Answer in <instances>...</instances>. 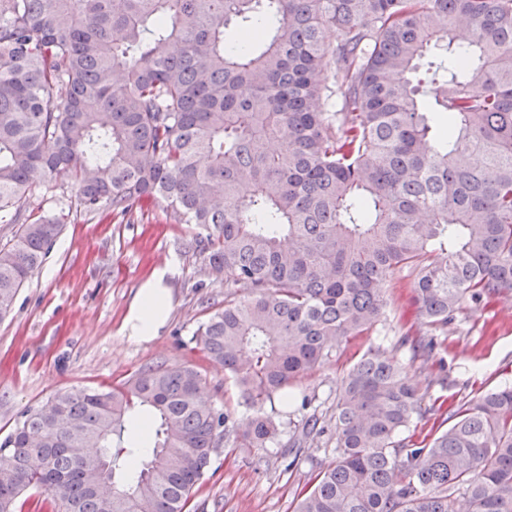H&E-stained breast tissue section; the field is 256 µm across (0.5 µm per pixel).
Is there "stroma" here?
<instances>
[{
	"label": "stroma",
	"instance_id": "35a3bbf8",
	"mask_svg": "<svg viewBox=\"0 0 512 512\" xmlns=\"http://www.w3.org/2000/svg\"><path fill=\"white\" fill-rule=\"evenodd\" d=\"M34 201L60 218L63 229L18 294L12 315L0 321V435L53 392L108 387L143 367L174 363L195 365L216 406L236 419L249 417L227 372L204 360L192 340L198 325L224 304V278L199 246L206 230L169 219L160 200L144 204L126 223L85 212L63 175L52 186H37ZM157 273L171 299L166 322L150 340L129 341L124 322L139 288ZM413 280L405 272L387 285L382 321L331 349L320 366L290 385L297 397L310 398L326 428L298 463L287 467L279 455L288 442L284 434L264 451L224 445L192 498L191 512H293L296 492L336 456V390L371 346L393 349L409 364L426 410L412 429L418 441L438 432L439 411L512 384V317L503 314L512 307V294L480 306L464 303L439 331L420 316ZM402 337L436 346L415 359L409 348L395 349Z\"/></svg>",
	"mask_w": 512,
	"mask_h": 512
}]
</instances>
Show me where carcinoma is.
I'll use <instances>...</instances> for the list:
<instances>
[{
  "label": "carcinoma",
  "instance_id": "obj_1",
  "mask_svg": "<svg viewBox=\"0 0 512 512\" xmlns=\"http://www.w3.org/2000/svg\"><path fill=\"white\" fill-rule=\"evenodd\" d=\"M230 24L251 46H226ZM437 46L453 65L425 82ZM62 172L87 212L161 199L208 230L228 292L193 340L254 415L187 365L58 391L0 438V512L39 490L53 512H188L222 444L268 448L285 421L265 405L379 323L399 273L440 328L512 291V0H0V320L62 230L33 177ZM420 416L407 367L369 348L294 512H512V386L399 439ZM325 432L302 419L282 457Z\"/></svg>",
  "mask_w": 512,
  "mask_h": 512
}]
</instances>
